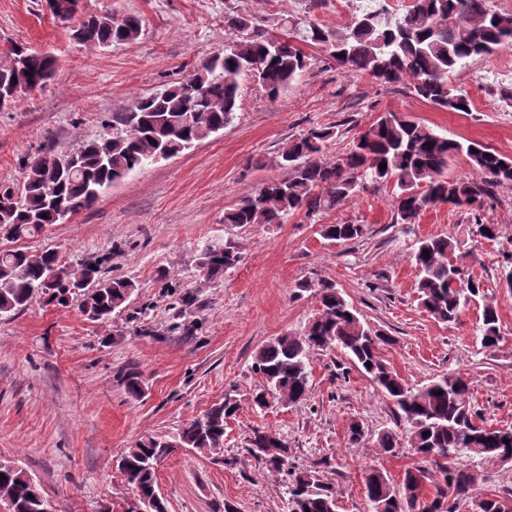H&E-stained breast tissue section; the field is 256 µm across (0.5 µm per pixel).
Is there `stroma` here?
Masks as SVG:
<instances>
[{
    "label": "stroma",
    "instance_id": "1",
    "mask_svg": "<svg viewBox=\"0 0 512 512\" xmlns=\"http://www.w3.org/2000/svg\"><path fill=\"white\" fill-rule=\"evenodd\" d=\"M364 3L80 0L83 16L135 13L143 20L136 41L104 49L73 41L68 24L40 0H0V60L16 43L56 60L44 88L0 112V184L21 180L25 162L42 146L74 151L97 137L112 113L200 67L228 38V15L252 16L271 33L287 19L336 29L349 26ZM302 49L312 66L277 100L241 79L237 116L223 131L113 184L69 222L22 240L31 253L51 247L73 261L111 254L113 275L137 285L132 307L155 305L141 324L123 315L93 323L77 306L39 302L0 320V462L23 466L53 512H98L105 504L124 512L131 493L117 457L145 437L174 436L227 394L240 409L227 422L223 454L178 448L158 467L168 512H224L228 504L236 512H287L282 486L247 452L256 427L286 437L298 465L328 460L322 475L336 489L337 512H368L366 470L378 467L398 481L418 462L407 447L394 456L374 448L373 439L394 418L369 377L340 352L316 351L303 403L275 402L262 414L251 408L260 384L251 370L256 352L277 336L301 332L318 307L314 292L299 290L304 281L335 284L362 321L389 336L382 357L407 384L461 374L487 424L512 427V288L501 276L503 255L512 251V183L495 187L479 214L498 226L493 241L473 235L474 216L463 207H431L415 223H398L385 187H366L312 222L301 213L282 224L224 221L244 196L285 177L281 151L314 126L336 131L324 149L329 160L347 154L357 134L388 111L512 159V77L505 75L512 70V47L451 75L471 100L467 112L436 108L407 82L380 84L338 69L317 46ZM477 69L488 72V80L474 79ZM341 222L363 225L364 235L348 242L322 236V225ZM448 235L497 308L501 341L495 350H482L477 339L479 310H464L445 324L419 304L410 255L420 240ZM227 238L239 245V262L222 278L204 281L196 267L200 248ZM168 277L199 302L186 314L198 325L193 339L171 329L172 311L161 296ZM131 361L145 379L139 399L129 397L117 377ZM354 421L364 428L356 447L348 441ZM469 465L480 475L477 493L512 492V461L476 457Z\"/></svg>",
    "mask_w": 512,
    "mask_h": 512
}]
</instances>
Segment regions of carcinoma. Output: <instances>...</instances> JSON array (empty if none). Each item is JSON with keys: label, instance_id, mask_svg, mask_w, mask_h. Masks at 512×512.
Segmentation results:
<instances>
[{"label": "carcinoma", "instance_id": "carcinoma-1", "mask_svg": "<svg viewBox=\"0 0 512 512\" xmlns=\"http://www.w3.org/2000/svg\"><path fill=\"white\" fill-rule=\"evenodd\" d=\"M44 2L53 15L64 11L74 16L80 0ZM227 26L235 37L223 52L188 76L138 98L131 109L112 113L99 137L76 151L80 169H68V155L44 147L27 162L22 180L0 184V239L18 241L44 234L48 227L92 207L112 184L151 165L158 152L177 157L223 130L236 118L240 77H250L276 99L310 67V57L294 44L297 38L325 51L339 69L365 73L381 84L407 79L416 96L454 112L470 106V99L451 85L450 75L512 45V13L490 9L488 0H410L395 13L370 5L346 29L289 19L281 24L284 33L270 35L244 14L228 16ZM142 30V19L136 15L115 19L106 13L79 20L72 38L106 48L133 42ZM10 54L19 66L0 68V111L43 88L55 71V59L47 53L14 46ZM334 135L330 127H315L289 142L279 160L287 176L241 199L224 213V223L281 224L296 212L312 221L356 196L365 185L378 184L392 187L399 223L412 224L423 210L436 205L477 211L491 188L512 182V160L494 149L449 139L395 112L382 113L359 133L348 154L327 162L323 150ZM462 154L478 179H448L450 163ZM363 234L362 224L322 228V236L333 241H352ZM454 259L462 261L465 256L453 237L418 242L411 260L418 270L419 300L442 323H453L465 308L482 303L480 345L491 351L501 340L497 308L482 282L473 277L458 287ZM196 261L202 277L217 279L238 263V245L229 239L209 242ZM105 264L103 258L74 266L52 249L37 254L0 249V320L17 315L37 299L62 307L78 299L81 313L92 322L103 323L125 311L129 320L138 319L143 311L129 310L136 283L108 276ZM311 287L316 288L320 307L302 332L275 337L254 357L252 371L261 378L262 388L252 397V407L267 409L270 396L284 405L302 403L310 390V353L336 349L376 384L391 405L396 428L378 434V454L393 456L406 444L429 464L406 469L398 484L381 469L369 468L363 484L369 512H459L462 502L471 506V512H512V496L475 495L477 474L463 463L474 455L498 459L506 451L512 453V428L475 424L480 414L470 384L458 373H444L420 388L405 383L381 356L388 337L366 326L334 284H300L304 291ZM118 377L130 397L143 395L144 379L135 363L126 364ZM238 409L237 401L226 396L184 424L174 438L147 437L119 456L118 470L143 512H167L157 491L159 463L176 448L212 452L223 447L224 424ZM248 451L278 478L289 512H336V489L318 479L316 468L291 462L284 436L255 428ZM0 500L7 501L9 512H42L47 497L22 467L1 462Z\"/></svg>", "mask_w": 512, "mask_h": 512}]
</instances>
